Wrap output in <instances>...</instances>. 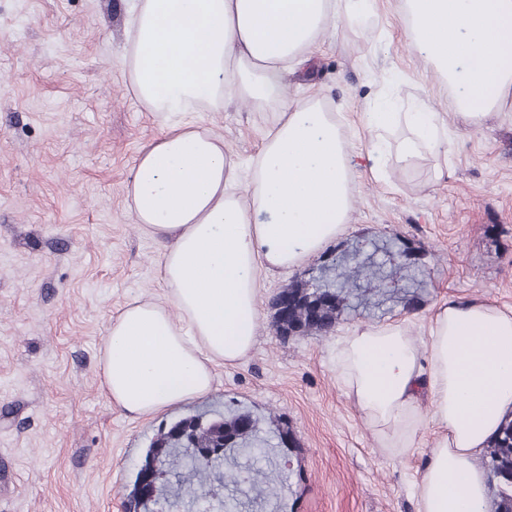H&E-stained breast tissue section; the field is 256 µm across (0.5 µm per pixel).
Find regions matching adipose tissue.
<instances>
[{
  "mask_svg": "<svg viewBox=\"0 0 512 512\" xmlns=\"http://www.w3.org/2000/svg\"><path fill=\"white\" fill-rule=\"evenodd\" d=\"M131 88L164 122L126 186L129 208L161 245L165 300L136 299L113 318L101 390L131 417L208 394L216 364L256 344L259 270L296 265L350 220L352 158L322 100L286 97L287 78L339 23L373 20L377 0H127ZM424 70L480 126L512 111V0H399ZM273 109L276 120L241 168L193 112L227 102ZM374 174L388 159L448 163L446 122L423 101L367 114ZM337 379L387 456L438 430L414 487L417 512H489L477 460L512 418V310L480 299L438 305L427 336L406 322L357 324L337 339Z\"/></svg>",
  "mask_w": 512,
  "mask_h": 512,
  "instance_id": "obj_1",
  "label": "adipose tissue"
}]
</instances>
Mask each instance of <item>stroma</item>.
Segmentation results:
<instances>
[{
	"label": "stroma",
	"mask_w": 512,
	"mask_h": 512,
	"mask_svg": "<svg viewBox=\"0 0 512 512\" xmlns=\"http://www.w3.org/2000/svg\"><path fill=\"white\" fill-rule=\"evenodd\" d=\"M126 9L0 0V512H197L180 491L184 466L163 471L157 502L132 505L146 450L181 418L243 412L260 419L269 454L231 451L224 470L238 481L197 477L196 493L238 512H417L411 490L432 428L413 453L386 458L338 383L331 349L356 323L405 320L425 336L451 296L512 309V112L476 128L458 121L451 91L419 65L397 0L322 38L286 95L335 107L354 164L350 221L297 265L260 272L257 342L215 367L209 394L133 418L103 396L99 361L113 317L165 287L158 246L125 191L162 126L129 86ZM396 71L401 100H424L448 121L447 174L427 157L382 178L370 170L365 114ZM199 118L245 167L276 114L232 102ZM312 279L341 293L333 331L279 335L271 298Z\"/></svg>",
	"instance_id": "35a3bbf8"
}]
</instances>
